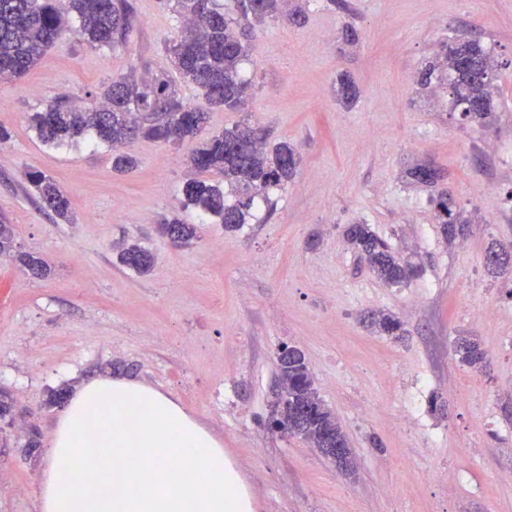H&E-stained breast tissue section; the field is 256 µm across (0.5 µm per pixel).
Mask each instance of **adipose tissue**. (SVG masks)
Listing matches in <instances>:
<instances>
[{
  "label": "adipose tissue",
  "mask_w": 512,
  "mask_h": 512,
  "mask_svg": "<svg viewBox=\"0 0 512 512\" xmlns=\"http://www.w3.org/2000/svg\"><path fill=\"white\" fill-rule=\"evenodd\" d=\"M39 512H250L222 442L169 395L100 377L51 434Z\"/></svg>",
  "instance_id": "ef3b65f1"
}]
</instances>
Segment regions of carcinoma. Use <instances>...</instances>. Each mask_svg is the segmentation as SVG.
Here are the masks:
<instances>
[{
    "label": "carcinoma",
    "instance_id": "cac0c4a2",
    "mask_svg": "<svg viewBox=\"0 0 512 512\" xmlns=\"http://www.w3.org/2000/svg\"><path fill=\"white\" fill-rule=\"evenodd\" d=\"M182 18L180 34L166 50L184 80L193 85L210 106L236 111L245 102L248 82L241 77V65L252 34V21L274 17L279 0H231L223 12L215 0H174ZM78 22L74 33L97 47H126L133 34L132 7L128 0H0V84L13 82L36 67L52 44L70 30V19ZM448 63V77L436 73L429 64L421 71L420 85L448 80L453 109L461 120L489 124L492 112V75L482 77L463 65L469 60L489 64L490 50L481 40L458 35L440 43ZM89 107L73 104L66 98L52 101L45 110L28 115V122L39 139L49 145L73 142L87 133L112 148V169L127 172L135 167L133 144L149 139L171 146L191 144L187 163L203 172L217 170L224 183L190 178L183 187L186 205L202 210L217 224L239 229L253 217L257 207V189L263 194L267 209H273L271 191L285 189L300 162L296 150L286 142L267 146V132L257 125L237 124L220 134L207 132V112L191 106L165 80L153 84L136 78L135 72L120 74L96 94ZM38 198L53 213L65 218L71 200L53 179L34 173L30 177ZM446 236L455 237V227L465 228V221L455 209L450 195L441 192L429 198ZM162 235L176 244L195 238L196 227L179 218L163 220ZM349 242L357 248L369 269L389 284H400L417 273L411 263L395 256L389 244L378 238L367 225L353 224L347 231ZM501 260H484L494 272L512 263V243L490 247L486 255ZM0 256L17 260L37 278L50 273L40 257L14 250L11 225L0 222ZM119 261L143 276L151 268L152 253L138 242L125 243ZM377 328L395 338L403 333L400 320L381 314L374 320ZM461 361L481 370L486 354L480 344L462 337L455 346ZM278 401L271 417L286 423L285 432L299 437L315 448L336 467L349 471L353 460H342L336 449L349 447L348 439L336 414L314 388L311 371L304 355L296 348L283 353L278 366Z\"/></svg>",
    "mask_w": 512,
    "mask_h": 512
}]
</instances>
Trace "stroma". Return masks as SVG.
Listing matches in <instances>:
<instances>
[{"label": "stroma", "mask_w": 512, "mask_h": 512, "mask_svg": "<svg viewBox=\"0 0 512 512\" xmlns=\"http://www.w3.org/2000/svg\"><path fill=\"white\" fill-rule=\"evenodd\" d=\"M311 0L302 23L256 24L250 95L239 111L213 108L209 129L245 121L301 163L273 215L231 231L185 207L186 150L142 140L136 168L113 172L92 140L44 145L26 122L58 96L90 103L114 76L162 77L201 103L165 46L178 22L161 0H134L125 48L67 33L24 78L0 86V218L17 251L51 268L36 278L0 258V512H38L53 420L72 390L100 375L133 377L171 396L251 459L240 476L253 512H512V265L490 273L488 247L512 241V0ZM352 23L358 43H346ZM491 49L495 119L460 121L447 85L414 79L453 35ZM347 78L357 95L337 94ZM495 151H488L487 143ZM439 170L468 228L445 237L410 176ZM52 176L72 201L57 217L29 193L27 175ZM198 227L177 247L162 219ZM369 225L420 267L381 281L346 240ZM154 255L147 276L122 266V241ZM491 307L475 322L473 311ZM390 313L401 340L375 331ZM473 336L482 371L454 353ZM300 349L355 459L345 473L304 441L267 425L282 347Z\"/></svg>", "instance_id": "stroma-1"}]
</instances>
